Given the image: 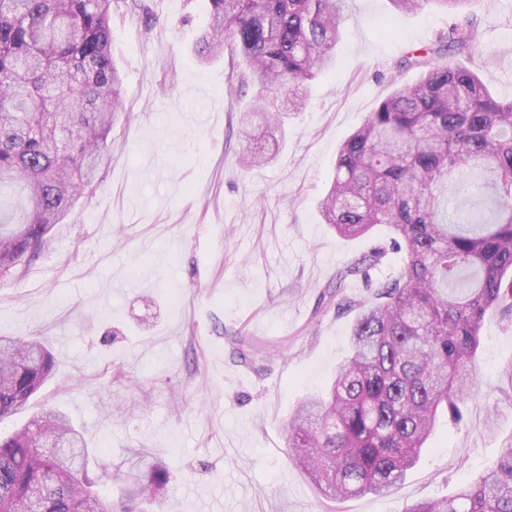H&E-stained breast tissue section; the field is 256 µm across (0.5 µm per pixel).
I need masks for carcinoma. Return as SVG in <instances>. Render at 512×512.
<instances>
[{
    "label": "carcinoma",
    "instance_id": "1",
    "mask_svg": "<svg viewBox=\"0 0 512 512\" xmlns=\"http://www.w3.org/2000/svg\"><path fill=\"white\" fill-rule=\"evenodd\" d=\"M208 29L195 53L209 61L229 45L255 95L247 127L262 118L279 130L306 104V83L331 68L346 0H207ZM394 11L433 3L457 14L448 33L399 67L422 65L350 134L320 202L344 238L385 224L404 252L398 276L360 304L350 350L327 395L303 398L282 427L287 456L319 492L341 501L390 495L418 461L439 415L474 395L485 314H512V99L496 96L477 71L453 61L482 52L473 0H390ZM112 0H0V188L24 199L0 203V272L43 248L100 172L108 134L123 109L112 58ZM483 172L486 205L476 217L447 211L452 175ZM387 255L381 245L337 274L367 276ZM36 338L0 337V417L25 405L54 372ZM81 431L41 409L0 436V512H162L168 472L132 477L125 498L97 490ZM403 512H512V447L451 496Z\"/></svg>",
    "mask_w": 512,
    "mask_h": 512
}]
</instances>
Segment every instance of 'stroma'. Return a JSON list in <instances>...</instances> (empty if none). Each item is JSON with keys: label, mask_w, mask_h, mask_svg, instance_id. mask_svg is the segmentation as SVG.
<instances>
[{"label": "stroma", "mask_w": 512, "mask_h": 512, "mask_svg": "<svg viewBox=\"0 0 512 512\" xmlns=\"http://www.w3.org/2000/svg\"><path fill=\"white\" fill-rule=\"evenodd\" d=\"M112 11L123 110L96 186L46 237L40 256L0 274V336L48 340L55 374L40 403L64 412L120 498L126 472L162 463L163 512H402L451 495L512 446V318L489 311L478 388L459 421L440 420L392 495L324 500L287 457L280 427L305 395L327 388L349 350L360 303L395 278L392 254L368 278L336 275L389 236L346 239L318 202L342 141L418 66L452 22L428 4L397 14L388 0H348L333 67L289 115L275 160L239 115L252 91L232 51L200 63L205 0H137ZM482 55L465 59L512 98V0H475ZM331 304L320 301L329 287ZM272 342L256 364L236 339Z\"/></svg>", "instance_id": "35a3bbf8"}]
</instances>
